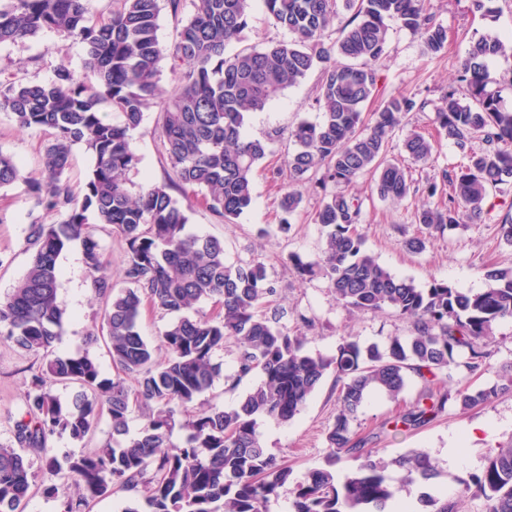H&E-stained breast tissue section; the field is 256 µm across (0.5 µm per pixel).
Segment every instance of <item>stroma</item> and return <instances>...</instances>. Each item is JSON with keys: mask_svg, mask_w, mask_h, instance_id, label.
<instances>
[{"mask_svg": "<svg viewBox=\"0 0 512 512\" xmlns=\"http://www.w3.org/2000/svg\"><path fill=\"white\" fill-rule=\"evenodd\" d=\"M492 13L476 7L475 0H430V11L436 23L448 31V45L439 53L424 54L420 39L401 27L388 24L384 56L377 64L378 95L363 111L364 121H372L383 100L404 95L413 98L417 107L406 117L408 127L433 137L437 154L427 164L412 162L403 152V133H396L389 144V155L408 167L416 184L443 169L453 170L464 163L458 147L450 141L436 121V109L448 85L455 83L467 57L471 42L480 36L507 39L512 37V0H493ZM288 30L276 25L254 4L239 42L227 46V53L245 48L290 40ZM85 48L79 41L45 30L18 44L0 45V78L10 75L49 81L54 68L66 63L75 75H83ZM320 69L311 70L305 78L288 87L263 110L250 115L247 131L256 138L269 141V153L255 172V197L252 205L232 221L220 219L195 198H181L189 215L188 229L199 236L223 240L227 263L239 264L252 258H263L269 278L277 285L276 297L287 315L284 324L299 330L306 351L329 356L334 354L340 336H357L361 344L385 345L390 337L409 333L407 323L391 311L353 312L338 302L327 282L320 278L301 279L288 262L297 252L306 258L318 257L323 247L321 227L316 212L322 196L311 182H292L283 160L293 149L291 131L301 121L320 118L317 87ZM52 139L50 131L20 129L14 119L0 113V152L13 156L20 164L22 179L0 188V297L9 293L23 278L30 262L25 250L26 229L32 220L49 223L53 214L36 208L28 184L44 178L43 158ZM132 147L140 162L132 173L134 184L157 183L173 179L161 136L159 112H145L140 127L134 131ZM293 185L302 196L298 211L292 216V230L282 235L275 230L280 220L278 197L280 187ZM351 191L363 202L366 247L378 261L398 276L418 287L438 279L450 286L474 292L486 286L485 272L490 265L512 266V247L501 240L499 226L505 216L512 215V183L489 189L480 221L461 219L444 236L434 238L421 253L408 251L403 242L418 231L415 210L427 200L417 193L399 203L382 200L372 189L370 175L359 177ZM270 233L258 237V228ZM62 276L59 294L65 315L63 331L55 344L61 354L86 353L112 375V361L104 340L96 333L100 327L102 302L91 288L80 243H71L59 258ZM305 315L310 323L298 327L296 315ZM237 350L230 347L218 352L222 378L216 379L207 399L210 404L229 408L237 404L252 387L243 380L229 388L226 376L235 371ZM39 356L27 354L12 344L0 341V442L10 443L12 427L24 412L23 397L28 388L30 366L39 365ZM419 389L410 383L399 401L371 395L363 404L358 422L360 435H374V447L383 459H391L412 449H423L433 458L438 474L430 482V491L454 494L460 481L478 474L486 455L497 447L512 443V392L500 396L488 406L462 409L448 403L444 412L431 424L416 430L383 429V422L409 404ZM339 390L334 376H327L320 388L307 400L300 413L289 423L272 418L261 419L258 433L267 451L292 468L293 479H302L310 469L322 466L328 453L326 433L336 417ZM457 447L458 463L448 461L449 447Z\"/></svg>", "mask_w": 512, "mask_h": 512, "instance_id": "35a3bbf8", "label": "stroma"}]
</instances>
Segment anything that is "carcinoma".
<instances>
[{"mask_svg": "<svg viewBox=\"0 0 512 512\" xmlns=\"http://www.w3.org/2000/svg\"><path fill=\"white\" fill-rule=\"evenodd\" d=\"M340 1L353 12L352 20L328 45L323 37ZM118 2L109 18L96 20L90 0H0V45L54 30L85 44L91 74L79 82L60 64L48 82L0 81V112L13 115L21 129L52 133L44 179L29 184V192L36 206L59 216L50 224L34 220L28 225L29 267L17 288L0 299V339L42 357L24 395L25 412L14 422L13 443H0V512H24L37 493L59 500L60 512H89L95 501L131 484L140 487L142 503L125 512H266L284 488L289 512H384L411 486L432 479L436 465L424 450L385 462L376 457L377 449L364 448L354 424L371 392L396 399L411 381L420 382L415 400L392 419L407 428L433 422L450 400L470 409L512 392V364L491 385H448L452 368L469 377L486 370L494 326L512 318V267H489L487 287L475 293L437 281L419 288L368 251L362 203L341 190L370 174L383 200L399 203L418 191L405 169L388 157L393 135L416 102L406 96L388 99L370 126L363 124L362 112L376 96L375 63L385 52L386 21L419 35L426 53L446 47V28L434 21L429 0H262L294 39L227 56L224 49L245 28L252 0H196L195 12L170 50L157 34L162 0ZM507 53L512 54V44L478 38L460 76L470 102L462 103L452 86L442 97L437 121L466 153L467 163L427 182V197L445 195L448 202L416 211L419 232L404 241L411 252H423L431 238L455 227L462 211L469 220H479L488 189L512 181V110L486 90L487 60ZM167 55L177 62L180 86L164 97L159 63ZM317 63L323 65L321 118L302 121L293 130L287 165L298 182L323 171L316 223L324 247L316 260L294 252L288 263L302 278L327 280L349 310L390 309L411 331L382 348L342 336L330 356L306 351L302 337L281 323L282 311L271 307L276 288L262 261L229 265L222 240L187 233L189 218L169 193L171 184L147 182L135 194L129 189V173L138 163L131 133L144 112L156 107L175 185L203 192L205 204L222 219L240 216L253 200V171L268 154L266 141L246 135L249 114L264 109ZM105 104L120 121L106 119ZM476 135L485 142L479 152L468 148ZM77 144L95 158L80 198L64 178ZM402 147L422 164L436 152V143L415 131L404 136ZM20 179L19 163L0 152V187ZM330 184L339 190H328ZM300 204L298 192L283 189L280 233L291 231L290 217ZM90 213L127 245L120 289L101 272V245L88 223ZM77 240L103 302L101 331L112 359L110 378L87 353L54 351L65 313L57 259ZM202 300L214 301L221 311H193ZM146 301L176 315L162 333L167 357L160 362L138 331ZM229 343L237 349L231 386L255 373L261 380L232 408L197 410L196 402L221 374L214 357ZM330 372L340 392L335 421L326 433L325 465L290 487L292 471L263 448L258 420H293ZM57 383L79 387L66 405L53 393ZM136 410L144 423L132 436L129 421ZM104 413L111 422L109 441L60 463L48 448L49 439L62 433L90 438ZM177 427L185 431L178 444L172 441ZM31 452L40 461L38 472ZM344 455L358 464L339 481L336 465ZM391 467L398 476L389 472ZM42 472L60 482H45ZM71 482L79 488L75 496ZM471 493L490 503L488 512H512V444L491 451L481 474L460 483L457 497ZM424 503L433 506L432 512H457L458 501L446 496L426 494Z\"/></svg>", "mask_w": 512, "mask_h": 512, "instance_id": "cac0c4a2", "label": "carcinoma"}]
</instances>
